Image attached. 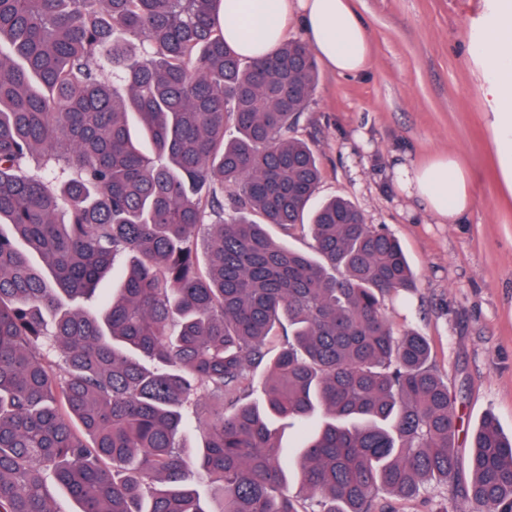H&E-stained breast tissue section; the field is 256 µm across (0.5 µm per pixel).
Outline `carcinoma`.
I'll list each match as a JSON object with an SVG mask.
<instances>
[{
  "label": "carcinoma",
  "instance_id": "1",
  "mask_svg": "<svg viewBox=\"0 0 512 512\" xmlns=\"http://www.w3.org/2000/svg\"><path fill=\"white\" fill-rule=\"evenodd\" d=\"M222 4L0 0V512H57L60 489L75 512H389L380 495L429 479L459 493L448 385L382 304L415 283L399 240L343 197L312 206L319 156L295 130L317 62L298 38L244 61ZM317 417L307 509L271 425ZM467 470L475 512H512V437L491 414Z\"/></svg>",
  "mask_w": 512,
  "mask_h": 512
}]
</instances>
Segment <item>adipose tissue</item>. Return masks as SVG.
I'll use <instances>...</instances> for the list:
<instances>
[{"label":"adipose tissue","mask_w":512,"mask_h":512,"mask_svg":"<svg viewBox=\"0 0 512 512\" xmlns=\"http://www.w3.org/2000/svg\"><path fill=\"white\" fill-rule=\"evenodd\" d=\"M295 22L303 27L308 47L332 70L356 75L366 69L369 40L351 0H224V40L246 59L271 56ZM472 51L493 74L484 96L504 159L503 180L512 190V0H497ZM395 187L401 196L425 202L442 224L462 223L473 205L465 175L450 156L427 165L399 166Z\"/></svg>","instance_id":"adipose-tissue-1"}]
</instances>
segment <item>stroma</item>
Returning <instances> with one entry per match:
<instances>
[{
    "label": "stroma",
    "instance_id": "stroma-1",
    "mask_svg": "<svg viewBox=\"0 0 512 512\" xmlns=\"http://www.w3.org/2000/svg\"><path fill=\"white\" fill-rule=\"evenodd\" d=\"M366 24L370 65L358 75L319 67L298 135L318 151V196L341 195L367 223L391 231L416 274L409 291L385 297L395 331L430 344L429 363L448 385L467 448L486 414L512 435V192L502 182L488 79L469 44L496 0H353ZM453 154L475 203L463 223H436L426 205L401 198L398 165ZM474 512L429 482L398 512Z\"/></svg>",
    "mask_w": 512,
    "mask_h": 512
}]
</instances>
